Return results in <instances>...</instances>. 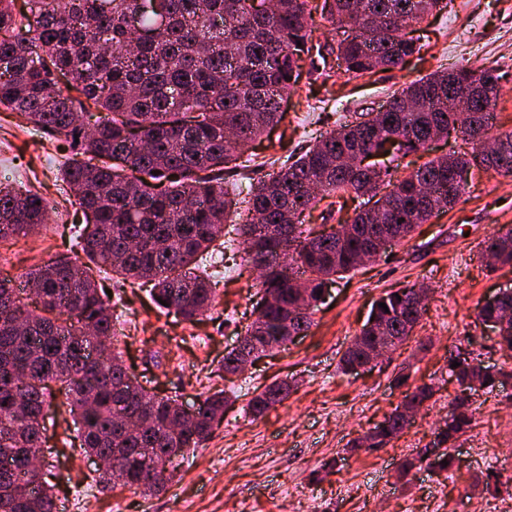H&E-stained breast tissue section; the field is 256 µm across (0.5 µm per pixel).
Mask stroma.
Returning a JSON list of instances; mask_svg holds the SVG:
<instances>
[{
	"label": "stroma",
	"mask_w": 512,
	"mask_h": 512,
	"mask_svg": "<svg viewBox=\"0 0 512 512\" xmlns=\"http://www.w3.org/2000/svg\"><path fill=\"white\" fill-rule=\"evenodd\" d=\"M413 36L420 53L401 69L355 78L304 67L285 120L254 144L244 181L276 172L288 154L308 149L337 124L379 111L411 81L460 65L496 71L502 90L495 129L512 132V0H451ZM69 158L0 108V180L37 187L55 207L40 233L0 239V279L19 283L37 266L76 252L71 230L84 217L59 177ZM508 228L512 177L493 167L474 169L451 208L392 244L384 257L329 284L307 335L238 375H224L221 366L252 320L251 267L216 271V306L195 323L160 312L140 282L105 281L120 316L118 349L149 391L191 410L218 390L234 389L238 398L165 488L150 496L96 482L95 460L51 440L44 470L58 512H512V377L494 391H473L475 425L454 445V473L416 460L461 392L450 354L463 349L496 369L506 362L477 308L512 289V266L489 267L481 254L488 237ZM413 284L427 286L429 295L412 337L380 366L341 372L339 360L373 303ZM286 378L293 386L281 403L257 417L247 411V391ZM423 384L434 395L403 433L381 448L351 450ZM411 458L415 467L396 479ZM492 468L500 485L488 482Z\"/></svg>",
	"instance_id": "obj_1"
}]
</instances>
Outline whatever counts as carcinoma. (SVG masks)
Segmentation results:
<instances>
[{
  "instance_id": "cac0c4a2",
  "label": "carcinoma",
  "mask_w": 512,
  "mask_h": 512,
  "mask_svg": "<svg viewBox=\"0 0 512 512\" xmlns=\"http://www.w3.org/2000/svg\"><path fill=\"white\" fill-rule=\"evenodd\" d=\"M14 2L0 0V107L64 145L79 140L62 177L87 221L78 235L85 259L59 256L30 273L35 308L0 281V462H9L0 467V512H56L35 461L65 413L82 452L109 461L100 478L143 494L162 490L169 469L224 418L222 391L187 413L128 371L97 272L152 285L155 306L194 322L217 299L204 261L238 242L259 270L255 319L241 340L262 357L307 332L318 291L381 256L380 240L404 239L453 205L469 169L512 176V133L492 134L499 76L461 67L410 82L387 111L323 136L248 191L224 186V171L283 118L313 54L354 77L400 69L419 51L407 28L444 0H26L18 12ZM319 17L342 30L322 50L311 38ZM453 131L471 151L435 157L396 181L390 168L362 164L371 153L425 150ZM351 192L372 205L337 227L304 224L318 201ZM49 210L40 192L0 182V239L44 228ZM484 251L512 264V229L488 238ZM424 312L413 285L381 296L375 325L353 338L341 369L354 370L367 349L402 345ZM477 318L498 325L512 359V292ZM453 373L465 391L497 381L465 359ZM290 386L253 391L248 410L262 414ZM433 395L415 387L352 448L383 447ZM474 423L469 398L456 399L437 451L425 448L416 461L453 470L449 448Z\"/></svg>"
}]
</instances>
